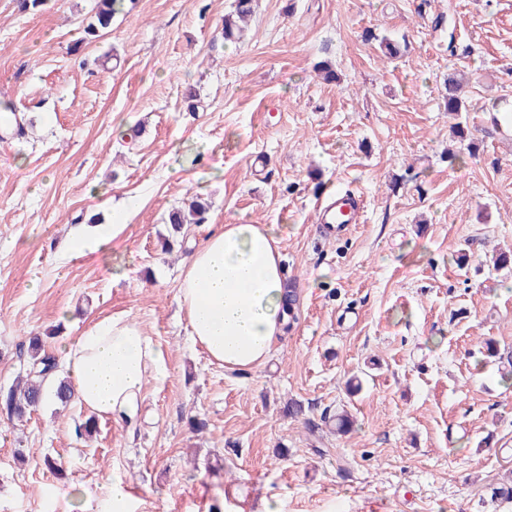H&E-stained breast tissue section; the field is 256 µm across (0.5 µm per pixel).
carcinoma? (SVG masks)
Returning a JSON list of instances; mask_svg holds the SVG:
<instances>
[{"label":"carcinoma","instance_id":"carcinoma-1","mask_svg":"<svg viewBox=\"0 0 512 512\" xmlns=\"http://www.w3.org/2000/svg\"><path fill=\"white\" fill-rule=\"evenodd\" d=\"M119 0H97L94 19L84 28L85 34L94 39L99 33L110 28L112 18L118 11ZM254 0H235L234 10L224 16V38L235 37L245 22L253 13ZM444 99L447 111L459 115L468 108L466 90L463 82L450 77L444 84ZM208 204L195 200L191 202L188 211L180 209L168 215V223L174 233H182L185 224H199L205 219ZM27 354L29 374L17 380L16 384L7 390H0V412L11 418L22 419L35 408L39 407L45 398V381L56 374L57 366L54 357L46 352L44 337L33 334L27 337ZM53 397L57 404L67 406L76 401V395L70 382L58 378L52 388Z\"/></svg>","mask_w":512,"mask_h":512}]
</instances>
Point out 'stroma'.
<instances>
[{
	"label": "stroma",
	"instance_id": "stroma-1",
	"mask_svg": "<svg viewBox=\"0 0 512 512\" xmlns=\"http://www.w3.org/2000/svg\"><path fill=\"white\" fill-rule=\"evenodd\" d=\"M96 4L0 0V102L25 121L0 127V389L26 374V336L55 356L107 315L164 361L132 429L78 436L76 403L0 413V512H70L74 488L110 512L116 478L134 512L271 495L281 512H512L489 494L512 475V383L484 348L512 351V266L494 262L512 250V0H257L235 43L233 0H122L86 42ZM384 37L406 51L385 57ZM458 73L472 151L442 98ZM344 191L363 216L331 236L315 207ZM195 195L205 221L163 250ZM97 212L122 227L108 257L64 254ZM224 224L272 226L298 293L248 373L210 362L177 303L190 245ZM342 410L339 435L324 419Z\"/></svg>",
	"mask_w": 512,
	"mask_h": 512
}]
</instances>
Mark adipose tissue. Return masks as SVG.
Listing matches in <instances>:
<instances>
[{
	"mask_svg": "<svg viewBox=\"0 0 512 512\" xmlns=\"http://www.w3.org/2000/svg\"><path fill=\"white\" fill-rule=\"evenodd\" d=\"M280 242L267 224H227L186 260L178 305L190 334L226 369L261 367L283 336L286 279ZM162 352L143 328L121 317L95 322L62 350L79 402L100 417L133 420Z\"/></svg>",
	"mask_w": 512,
	"mask_h": 512,
	"instance_id": "ef3b65f1",
	"label": "adipose tissue"
}]
</instances>
